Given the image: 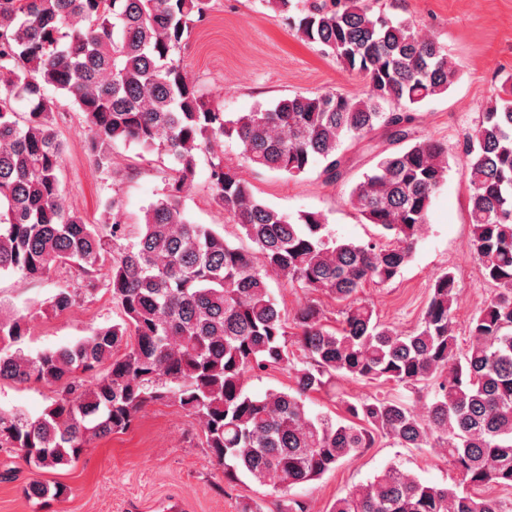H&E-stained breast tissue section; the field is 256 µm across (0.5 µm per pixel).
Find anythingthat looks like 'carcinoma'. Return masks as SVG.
I'll use <instances>...</instances> for the list:
<instances>
[{"mask_svg":"<svg viewBox=\"0 0 512 512\" xmlns=\"http://www.w3.org/2000/svg\"><path fill=\"white\" fill-rule=\"evenodd\" d=\"M375 3L333 0L294 25L360 76L364 95L299 93L226 119L177 57L209 0H0V273L37 281L64 269L77 287L59 289L53 311L94 298L102 286L120 311L119 321L92 335L34 355L20 344L35 311L0 312V383L57 387L36 417L0 411L1 449L17 451L34 470L52 469L78 459L88 440L128 431L147 405L172 399L198 421L230 484L242 472L285 494L390 438L442 449L472 488H512V88L486 107L462 163L471 253L497 293L470 320L460 354L453 272L435 277L408 335L353 300L364 284L400 274L428 224L448 159L436 142H411L412 108L447 93L456 76L437 41L407 19L376 13ZM61 98L83 114L97 169H110L121 146L170 158L168 192L143 209L134 235L116 197L105 203L110 225L64 208ZM377 129L409 145L377 154L350 191L352 205L381 230L367 243L333 238L319 213L290 216L263 204L224 162V139L234 138L257 168L298 177L317 158L325 181L335 182L344 177V140ZM202 153L215 202L252 249L188 218L183 194ZM271 276L345 303L341 327L328 328L314 303L288 318L269 291ZM290 321L299 330L300 368L286 345ZM268 367L290 371L294 385L248 394L249 374ZM338 375L429 388L432 396L418 412L375 394L343 401L344 422L310 415L307 395ZM23 492L42 505L65 488L34 480ZM331 512L502 507L391 466L336 499Z\"/></svg>","mask_w":512,"mask_h":512,"instance_id":"1","label":"carcinoma"}]
</instances>
